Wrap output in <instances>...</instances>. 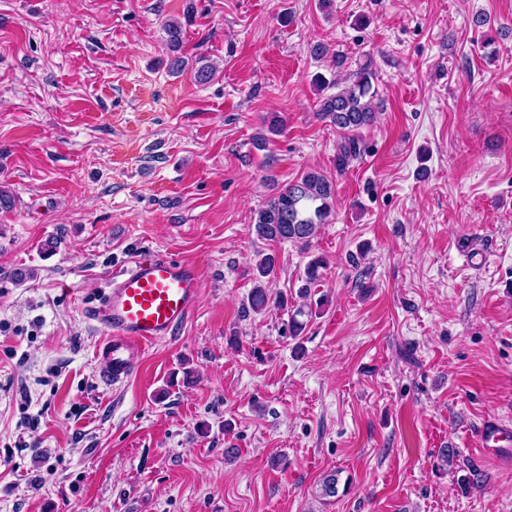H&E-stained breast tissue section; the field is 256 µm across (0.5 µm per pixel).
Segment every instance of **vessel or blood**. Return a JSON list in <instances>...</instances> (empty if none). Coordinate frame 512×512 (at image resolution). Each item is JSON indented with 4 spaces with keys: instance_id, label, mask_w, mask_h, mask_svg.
Here are the masks:
<instances>
[{
    "instance_id": "b4317fda",
    "label": "vessel or blood",
    "mask_w": 512,
    "mask_h": 512,
    "mask_svg": "<svg viewBox=\"0 0 512 512\" xmlns=\"http://www.w3.org/2000/svg\"><path fill=\"white\" fill-rule=\"evenodd\" d=\"M205 275V267L195 263L140 255L112 277L104 301L91 313L103 334L96 357L106 382L126 381L146 349L188 319Z\"/></svg>"
}]
</instances>
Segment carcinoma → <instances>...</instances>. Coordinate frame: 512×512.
I'll use <instances>...</instances> for the list:
<instances>
[{"instance_id": "carcinoma-1", "label": "carcinoma", "mask_w": 512, "mask_h": 512, "mask_svg": "<svg viewBox=\"0 0 512 512\" xmlns=\"http://www.w3.org/2000/svg\"><path fill=\"white\" fill-rule=\"evenodd\" d=\"M163 31L170 52L173 71L184 66L183 58L177 56L183 41L182 26L169 21ZM199 66L193 70L194 80L204 85L215 75V67L207 59L198 58ZM372 72L364 66L353 74V80L335 93L319 98L317 116L344 133V140L336 154V171H345L352 160L361 153L360 131L372 125L376 119V105L373 102ZM335 187L333 182L318 171L306 172L298 181L290 183L274 193L267 204L256 211L253 230L256 236L266 241H291L308 245L320 226L330 222L334 213ZM259 280L270 279L276 271V258L264 254L255 264ZM268 294L262 284L253 288L244 313L263 311L268 305ZM312 308L299 306L288 317V336L297 338L303 332Z\"/></svg>"}]
</instances>
